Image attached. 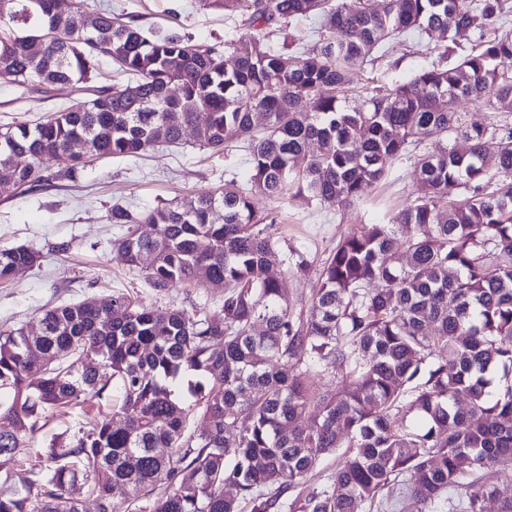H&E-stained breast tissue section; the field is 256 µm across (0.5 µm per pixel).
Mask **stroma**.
<instances>
[{
  "mask_svg": "<svg viewBox=\"0 0 512 512\" xmlns=\"http://www.w3.org/2000/svg\"><path fill=\"white\" fill-rule=\"evenodd\" d=\"M88 9L123 12L144 30L176 31L192 44L210 46L227 39L241 23L225 14L215 0H85ZM426 63L411 38L387 42L382 59L371 73L352 72V86L375 75L383 83L409 81ZM91 97L73 84L23 88L0 81V128L46 120L54 112ZM66 159L50 157L42 163L44 183L32 189L0 194V250L26 245L40 255V263L0 282V330H37L45 309L88 298L106 299L124 293L141 300L155 314L180 307L188 313L213 312L223 294L219 288L177 285L155 290L145 269H129L115 242L124 232L113 223V206L143 211L158 204L198 193H219L229 179L245 180L249 161L245 139L216 153L200 147L185 133L182 147L159 145L125 159H99L70 174ZM416 174L411 161L401 163L395 179L368 189L362 199L342 207L296 205L280 197L257 196L259 209L278 213L272 231L283 248L307 253L313 266L304 275H287L290 294L307 296L317 286V270L339 238L363 224L386 219L408 205L414 196ZM281 252L274 263H281ZM102 401L90 398L73 409L68 420H49L32 444L62 431L90 429Z\"/></svg>",
  "mask_w": 512,
  "mask_h": 512,
  "instance_id": "35a3bbf8",
  "label": "stroma"
}]
</instances>
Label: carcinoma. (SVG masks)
<instances>
[{
	"mask_svg": "<svg viewBox=\"0 0 512 512\" xmlns=\"http://www.w3.org/2000/svg\"><path fill=\"white\" fill-rule=\"evenodd\" d=\"M220 2L243 24L203 47L84 0L75 12L0 0L1 80L86 84L103 60L126 76L0 131L1 195L43 181L41 160L76 141L73 173L188 128L215 152L247 135L250 155L244 187L112 208L127 265L150 256L160 290L224 289L213 313L159 316L121 293L107 309H47L36 335L0 331V455L33 459L25 481L0 486V512H85L90 498L98 512H485L488 500L512 512L494 482L512 465V380L495 381L512 372V125L497 118L512 113V72L498 66L512 59V0ZM303 17L321 27L299 48L283 31ZM414 35L429 61L410 81L351 90L352 70ZM463 99L495 118L466 122ZM411 157V203L341 236L319 288L289 296L271 261L279 215L253 195L340 207ZM38 258L1 250L0 280ZM312 367L333 385L316 387ZM89 394L107 406L93 427L30 444ZM332 453L330 481L304 486Z\"/></svg>",
	"mask_w": 512,
	"mask_h": 512,
	"instance_id": "obj_1",
	"label": "carcinoma"
}]
</instances>
